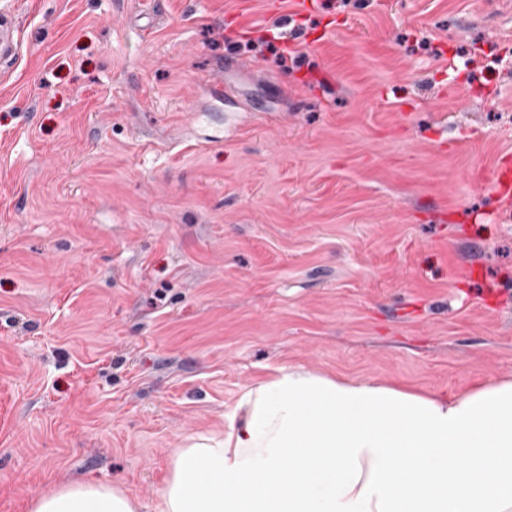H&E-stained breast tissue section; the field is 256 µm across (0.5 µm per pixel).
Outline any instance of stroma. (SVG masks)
<instances>
[{
    "instance_id": "obj_1",
    "label": "stroma",
    "mask_w": 512,
    "mask_h": 512,
    "mask_svg": "<svg viewBox=\"0 0 512 512\" xmlns=\"http://www.w3.org/2000/svg\"><path fill=\"white\" fill-rule=\"evenodd\" d=\"M0 8V512L83 479L158 512L280 366L512 375V0ZM15 25L7 14H0V59L10 60L18 54Z\"/></svg>"
}]
</instances>
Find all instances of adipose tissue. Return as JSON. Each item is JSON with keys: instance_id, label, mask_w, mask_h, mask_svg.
Listing matches in <instances>:
<instances>
[{"instance_id": "1", "label": "adipose tissue", "mask_w": 512, "mask_h": 512, "mask_svg": "<svg viewBox=\"0 0 512 512\" xmlns=\"http://www.w3.org/2000/svg\"><path fill=\"white\" fill-rule=\"evenodd\" d=\"M223 432L177 449L159 512H512V376L455 396L275 368ZM32 512H140L124 490L71 482Z\"/></svg>"}]
</instances>
